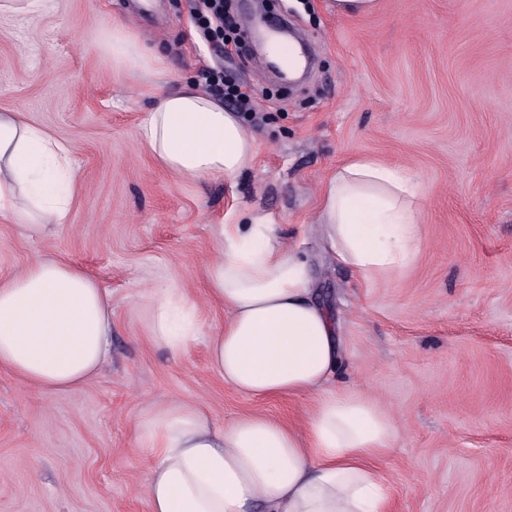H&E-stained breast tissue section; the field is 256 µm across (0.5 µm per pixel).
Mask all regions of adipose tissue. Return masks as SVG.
Returning <instances> with one entry per match:
<instances>
[{"instance_id":"ef3b65f1","label":"adipose tissue","mask_w":512,"mask_h":512,"mask_svg":"<svg viewBox=\"0 0 512 512\" xmlns=\"http://www.w3.org/2000/svg\"><path fill=\"white\" fill-rule=\"evenodd\" d=\"M99 48L115 71L153 77L166 60L133 27L113 21ZM187 182L252 168L259 147L239 113L192 83L157 95L137 130ZM74 149L18 112H0V216L44 234L62 223ZM421 182L407 170L353 156L324 184L318 222L333 255L369 286L419 246ZM206 292L226 317L207 339L210 369L239 394L310 396L300 425L248 414L217 423L195 404L150 406L136 442L151 459L149 512H389L383 466L394 419L362 390L336 383V321L315 298L308 259L272 215L230 212L216 231ZM151 340L180 355L201 334L196 300L171 287L145 299ZM112 299L83 269L49 256L0 280V367L26 385L63 392L109 359Z\"/></svg>"}]
</instances>
